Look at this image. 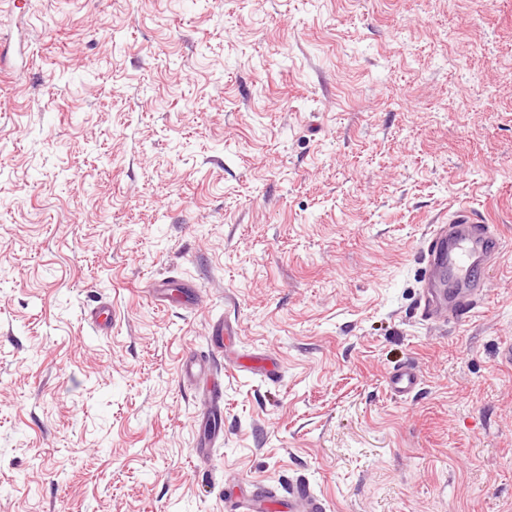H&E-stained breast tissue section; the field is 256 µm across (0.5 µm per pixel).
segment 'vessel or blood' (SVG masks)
<instances>
[{"label": "vessel or blood", "mask_w": 512, "mask_h": 512, "mask_svg": "<svg viewBox=\"0 0 512 512\" xmlns=\"http://www.w3.org/2000/svg\"><path fill=\"white\" fill-rule=\"evenodd\" d=\"M504 248V239L496 225L474 214L468 205H458L447 223L434 225L424 241L422 262L425 276L419 306L424 320L454 323L465 319L481 302L485 285L480 270L495 261ZM208 360L186 357L182 363L184 379L207 381L209 396L201 413L209 426V437L221 430L224 411L218 380L209 379ZM419 374L413 366H403L389 375L395 396L416 390ZM276 504V492L269 488L255 490L250 497L236 499L237 512H269ZM290 512H325L321 499L313 495L305 481H296L288 499Z\"/></svg>", "instance_id": "vessel-or-blood-1"}]
</instances>
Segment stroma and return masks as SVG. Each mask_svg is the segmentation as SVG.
Wrapping results in <instances>:
<instances>
[{
    "instance_id": "stroma-1",
    "label": "stroma",
    "mask_w": 512,
    "mask_h": 512,
    "mask_svg": "<svg viewBox=\"0 0 512 512\" xmlns=\"http://www.w3.org/2000/svg\"><path fill=\"white\" fill-rule=\"evenodd\" d=\"M4 43L0 512L299 477L327 512H512V249L471 318L419 309L457 202L512 237V0H0ZM169 277L191 307L147 302ZM190 352L278 367L224 371L207 461ZM419 385V374L414 366H403L389 375V386L395 396H406L416 390Z\"/></svg>"
}]
</instances>
